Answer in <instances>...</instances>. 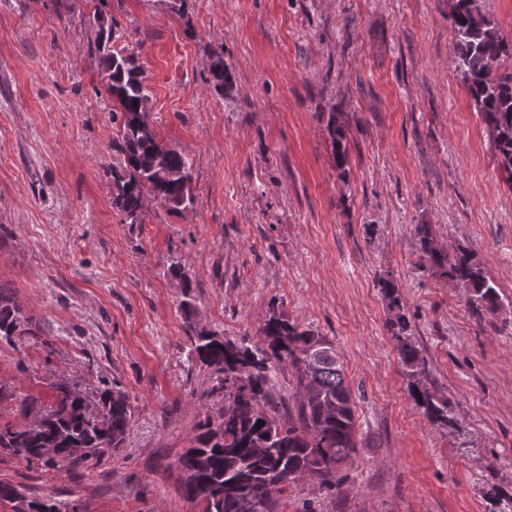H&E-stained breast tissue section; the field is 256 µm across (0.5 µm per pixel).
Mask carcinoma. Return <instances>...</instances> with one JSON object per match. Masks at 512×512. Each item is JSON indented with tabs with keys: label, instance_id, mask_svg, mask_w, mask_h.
<instances>
[{
	"label": "carcinoma",
	"instance_id": "1",
	"mask_svg": "<svg viewBox=\"0 0 512 512\" xmlns=\"http://www.w3.org/2000/svg\"><path fill=\"white\" fill-rule=\"evenodd\" d=\"M484 2L450 0L453 63L476 111L494 134L500 168L512 180V71H499L500 60L512 57V42L487 16ZM93 18L98 27L95 50L112 97V119H120L112 150L123 162L112 167V209L132 224L139 223L149 195L173 210H185L194 203L192 164L150 129L147 77L135 54L111 46L123 37L117 24L101 19L97 12ZM327 129L336 169L343 177L348 162L345 123L333 113ZM416 235L434 274L467 289L476 308L494 303L496 288L470 253L459 250L450 255L439 248L429 224L416 225ZM378 285L394 310L389 328L400 363L414 378L411 398L429 420L453 424L451 402L419 383L425 363L411 341L394 282L381 277ZM21 316L20 306L0 287V342L18 344L13 329ZM186 334L189 355L215 375L212 391L234 404L231 413L208 416L199 423L192 446L180 456L187 497L202 504L203 512H279L278 495L304 474L332 486L337 471L357 448L356 402L332 344L292 322L275 304L258 329L257 343L207 336L190 323ZM284 362L296 370L299 386H305L308 378L314 384L308 398L297 400L296 416L286 420L280 416L272 383L273 368ZM83 394L76 384L56 385V401L40 412L37 427L0 425V452L58 470L97 463L121 448L132 418L128 395L116 385L103 384L93 391L102 413L87 419L82 413ZM259 421L264 426H257ZM49 443L56 456L44 459L38 449ZM4 503L12 505V512H77L68 502L28 500L16 488L0 484V504Z\"/></svg>",
	"mask_w": 512,
	"mask_h": 512
}]
</instances>
